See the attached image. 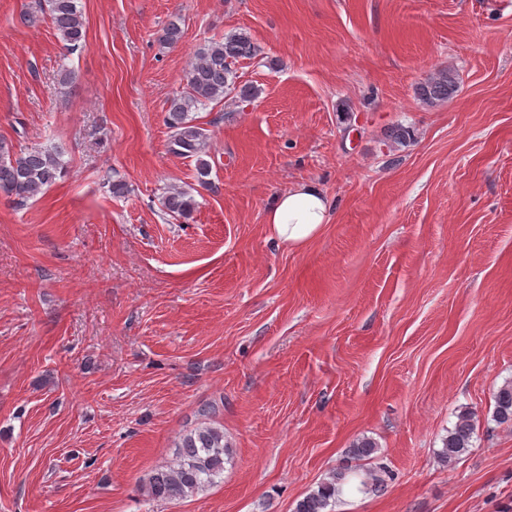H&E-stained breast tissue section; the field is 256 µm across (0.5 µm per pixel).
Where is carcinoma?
I'll use <instances>...</instances> for the list:
<instances>
[{
  "label": "carcinoma",
  "mask_w": 512,
  "mask_h": 512,
  "mask_svg": "<svg viewBox=\"0 0 512 512\" xmlns=\"http://www.w3.org/2000/svg\"><path fill=\"white\" fill-rule=\"evenodd\" d=\"M49 17L65 49L77 51L86 45V26L79 0H47ZM184 35L181 19L176 18L165 27L161 41L167 45L179 43ZM257 48L245 33H234L220 40H212L194 53L187 72L186 87L170 101L165 124L170 129L168 148L177 156L195 159L197 178L205 189L212 188L208 180L210 164L203 159L206 130L195 124L192 112L211 103H220L230 96L240 102H251L259 90L251 85H236V63L250 59ZM458 92L454 72L443 68L416 87L420 102L437 106L448 102ZM414 138L413 132L403 126L393 130L386 146L393 149L404 146ZM65 171L63 151L58 146L40 147L14 152L11 145L0 141V194L17 206L54 184ZM164 208L174 216L189 220L196 209L194 197L179 189L167 192ZM493 417L501 424L512 423V382L501 386L494 395ZM474 434L472 416H460L454 429L448 432L439 450L440 459L450 465L471 447ZM377 445L369 438L353 443L351 455L357 459L369 458ZM229 449L224 443V429L212 423H202L180 439L171 465L153 471L143 484L146 495L156 501L186 498L204 491L224 473L225 457ZM357 471L346 466L330 473L327 480L311 490L295 504L293 512H332L340 485Z\"/></svg>",
  "instance_id": "obj_1"
}]
</instances>
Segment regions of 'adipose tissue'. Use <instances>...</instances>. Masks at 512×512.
Segmentation results:
<instances>
[{
    "mask_svg": "<svg viewBox=\"0 0 512 512\" xmlns=\"http://www.w3.org/2000/svg\"><path fill=\"white\" fill-rule=\"evenodd\" d=\"M267 222L278 242L301 246L314 239L327 224L328 204L315 185L299 184L274 198Z\"/></svg>",
    "mask_w": 512,
    "mask_h": 512,
    "instance_id": "ef3b65f1",
    "label": "adipose tissue"
}]
</instances>
